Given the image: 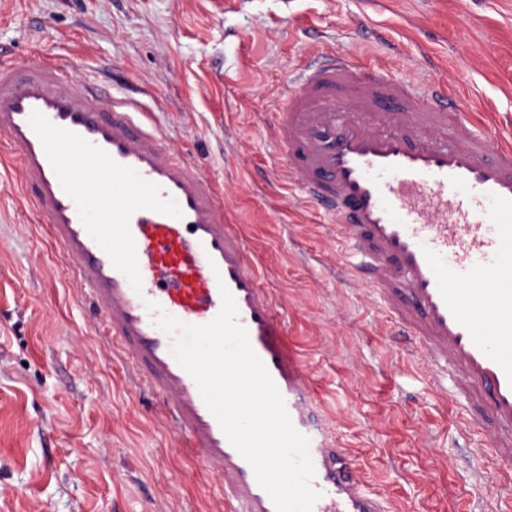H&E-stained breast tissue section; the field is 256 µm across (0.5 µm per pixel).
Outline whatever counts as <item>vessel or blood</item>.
I'll list each match as a JSON object with an SVG mask.
<instances>
[{
  "label": "vessel or blood",
  "instance_id": "b4317fda",
  "mask_svg": "<svg viewBox=\"0 0 512 512\" xmlns=\"http://www.w3.org/2000/svg\"><path fill=\"white\" fill-rule=\"evenodd\" d=\"M72 70L62 58L0 62V138L91 327L120 346L185 456L220 480L227 512H276L147 307L203 325L228 287L310 440L312 512H390L320 417L300 347L213 182L141 102L115 101ZM268 125L289 182L332 217L351 277L402 351L511 471L512 135L491 143L487 114L461 113L441 84L422 88L337 52L305 66Z\"/></svg>",
  "mask_w": 512,
  "mask_h": 512
}]
</instances>
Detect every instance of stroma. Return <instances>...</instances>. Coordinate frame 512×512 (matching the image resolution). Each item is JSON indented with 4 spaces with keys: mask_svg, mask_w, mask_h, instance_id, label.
<instances>
[{
    "mask_svg": "<svg viewBox=\"0 0 512 512\" xmlns=\"http://www.w3.org/2000/svg\"><path fill=\"white\" fill-rule=\"evenodd\" d=\"M339 50L447 83L512 132V0H0L5 61L69 57L214 182L265 266L342 447L401 512H489L512 492L455 401L390 346L328 217L273 166L266 122L300 66ZM59 249L0 157V512H221L124 362L86 328Z\"/></svg>",
    "mask_w": 512,
    "mask_h": 512,
    "instance_id": "1",
    "label": "stroma"
}]
</instances>
